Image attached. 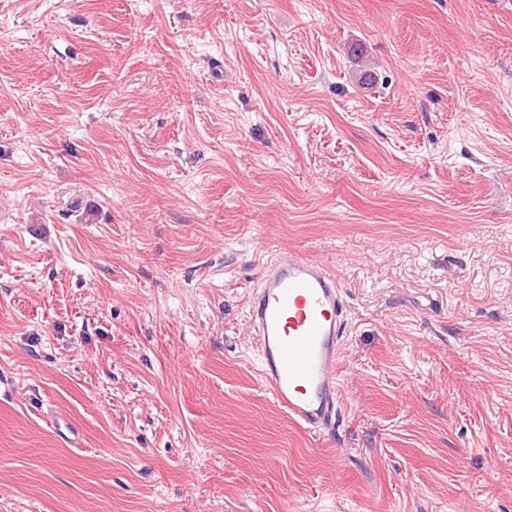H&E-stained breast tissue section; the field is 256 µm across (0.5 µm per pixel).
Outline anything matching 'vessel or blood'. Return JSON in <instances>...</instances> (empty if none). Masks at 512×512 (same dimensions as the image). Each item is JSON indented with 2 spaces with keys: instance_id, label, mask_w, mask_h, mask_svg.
Returning <instances> with one entry per match:
<instances>
[{
  "instance_id": "b4317fda",
  "label": "vessel or blood",
  "mask_w": 512,
  "mask_h": 512,
  "mask_svg": "<svg viewBox=\"0 0 512 512\" xmlns=\"http://www.w3.org/2000/svg\"><path fill=\"white\" fill-rule=\"evenodd\" d=\"M249 323L261 377L276 403L302 428L332 433L342 384L344 302L335 277L295 252L267 259L253 287Z\"/></svg>"
}]
</instances>
